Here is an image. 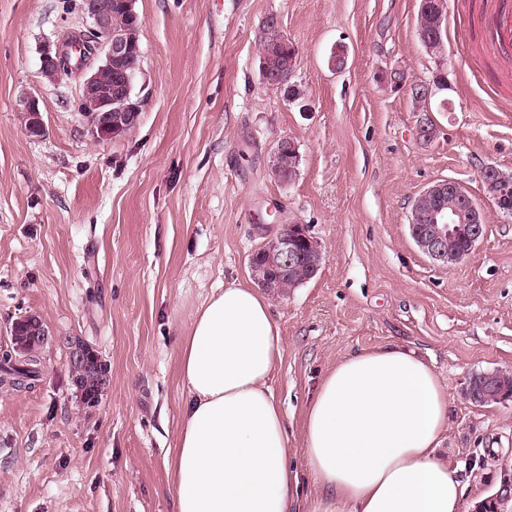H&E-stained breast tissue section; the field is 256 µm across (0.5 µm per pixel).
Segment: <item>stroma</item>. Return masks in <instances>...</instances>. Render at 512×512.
Here are the masks:
<instances>
[{"label": "stroma", "instance_id": "stroma-1", "mask_svg": "<svg viewBox=\"0 0 512 512\" xmlns=\"http://www.w3.org/2000/svg\"><path fill=\"white\" fill-rule=\"evenodd\" d=\"M484 0H446L442 56L417 35L419 0H137L142 102L123 135L95 140L77 112V80L49 82L40 52L87 22L73 0H0V348L21 316L90 344L108 365L99 405L81 408L65 347L35 386L0 388V512H175L170 448L186 394L179 341L224 284L250 282V254L297 221L327 254L314 278L271 298L283 336L270 386L290 428L302 495L305 408L347 355L417 351L447 383L437 450L459 468L466 512L512 469V398L479 406L472 373L512 369V217L480 180L512 172V81L496 97L494 59L471 72ZM276 17L297 47L295 79L310 109L263 83L258 36ZM346 67L328 66L336 44ZM400 69L408 88L387 86ZM445 72L428 103L411 86ZM39 100L31 137L21 104ZM431 123L432 139L418 127ZM295 177L270 169L282 137ZM462 184L485 235L464 260L434 263L409 232L414 199ZM271 159V172L275 178L287 167L288 170H284L279 180L281 182L290 181L293 178V174H290L288 177V171H295L296 173L299 164V155L294 141L288 137L281 138L272 152Z\"/></svg>", "mask_w": 512, "mask_h": 512}]
</instances>
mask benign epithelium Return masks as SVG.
I'll list each match as a JSON object with an SVG mask.
<instances>
[{
  "instance_id": "obj_1",
  "label": "benign epithelium",
  "mask_w": 512,
  "mask_h": 512,
  "mask_svg": "<svg viewBox=\"0 0 512 512\" xmlns=\"http://www.w3.org/2000/svg\"><path fill=\"white\" fill-rule=\"evenodd\" d=\"M83 15L90 21V28L100 35V41L91 61L76 70L79 93L76 100L78 111L89 116L88 130L98 139H106L109 131L120 127L126 129L137 120L136 108H112V81H104V75L115 74L118 82H126L129 76L123 64L131 48L127 33L112 24V0H83ZM75 31L69 37L46 44L41 50V73H50L64 62L70 51ZM22 112L28 119L27 132L32 137L44 134L45 126L37 97L30 95L22 101ZM271 172L279 176L283 170H297L299 155L294 141L288 137L279 140L272 152ZM482 177L491 191L500 211L512 216V173L495 167L483 169ZM423 195L435 202V206L424 212L420 220L428 225L425 231H416L413 239L419 249L440 265L455 264L465 255L452 248L459 237H468L476 244L483 238L481 213L474 204L462 203V191L453 180L443 179L427 188ZM260 250L267 257V264L258 266L249 260V269L254 282L276 297L288 295L281 279L272 276L273 266L290 274L307 270L315 275L326 260L321 245L310 235L308 225L294 222L284 231L260 244ZM72 382L79 385L81 378L98 369L94 351L77 338L66 340Z\"/></svg>"
}]
</instances>
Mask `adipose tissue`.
<instances>
[{
    "instance_id": "obj_1",
    "label": "adipose tissue",
    "mask_w": 512,
    "mask_h": 512,
    "mask_svg": "<svg viewBox=\"0 0 512 512\" xmlns=\"http://www.w3.org/2000/svg\"><path fill=\"white\" fill-rule=\"evenodd\" d=\"M283 338L267 298L233 282L192 316L179 345L188 399L172 448L176 512H463L464 491L435 450L448 386L414 352L347 355L303 422L318 489L299 496L289 430L269 379Z\"/></svg>"
}]
</instances>
